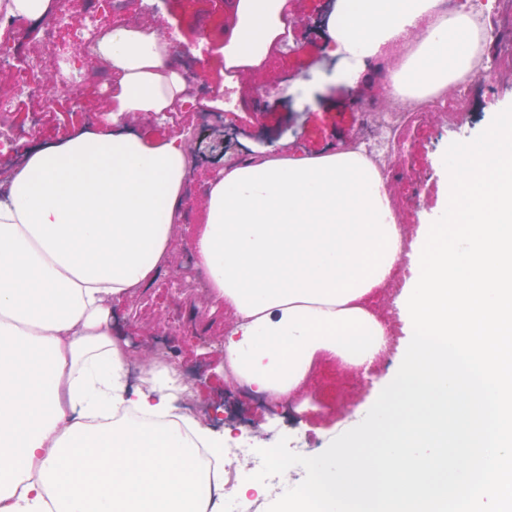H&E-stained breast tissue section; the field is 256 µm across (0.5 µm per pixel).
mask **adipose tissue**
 Instances as JSON below:
<instances>
[{
  "label": "adipose tissue",
  "instance_id": "adipose-tissue-1",
  "mask_svg": "<svg viewBox=\"0 0 512 512\" xmlns=\"http://www.w3.org/2000/svg\"><path fill=\"white\" fill-rule=\"evenodd\" d=\"M438 0H338L328 36L352 62L414 36L404 81L441 87L469 65L465 21L435 19ZM283 0H239L226 64L262 56ZM152 24L112 29L98 56L116 91L107 125L30 151L0 182V512H224V433L180 406L171 363L141 385L112 313L172 267L189 176L179 136L148 140L131 124L182 100ZM191 239L212 303L231 315L224 351L258 392L303 390L315 365L372 364L384 330L372 299L395 274L402 226L377 172L357 154L266 159L218 170ZM133 409L172 427L115 422Z\"/></svg>",
  "mask_w": 512,
  "mask_h": 512
}]
</instances>
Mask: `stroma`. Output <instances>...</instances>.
<instances>
[{"label": "stroma", "mask_w": 512, "mask_h": 512, "mask_svg": "<svg viewBox=\"0 0 512 512\" xmlns=\"http://www.w3.org/2000/svg\"><path fill=\"white\" fill-rule=\"evenodd\" d=\"M225 0H127L128 12L150 21L160 34L177 32L170 64L191 52L202 59L201 76L217 84L223 79L225 33L217 19L234 24L236 13L226 11ZM337 0H288L285 13L295 21L290 50L271 59L257 75L256 84L243 86L236 111L224 115V150L200 155L191 174L192 191L184 204L193 221H200L195 187L205 185L222 158L245 148L256 153L271 146L307 155L337 151L356 134L360 111L369 97L382 94L389 76L370 65L359 91L342 83L347 63L328 51L326 22L336 11ZM490 92L476 96L463 117L461 130L427 123L413 135L401 161L397 195L404 206L400 222L409 235L429 228L443 213L448 180L441 175L444 153L451 142L471 139L491 124L493 110L512 105V60L496 63L485 79ZM169 273L145 288L136 303L121 310L119 326L124 336L139 337L142 347L153 344L157 332L169 330L168 342L183 370L205 367L209 384L202 399L215 397L224 388V359L220 353L224 310L207 303L203 295L185 298L169 284ZM398 334L385 363L377 365L366 380L336 376V363L323 364L316 373V390L307 397L296 419L285 424L288 433L305 438L310 455L322 453L330 442L364 418L381 390L390 383L410 339L404 317H397ZM347 392L349 412L337 413L336 397Z\"/></svg>", "instance_id": "1"}]
</instances>
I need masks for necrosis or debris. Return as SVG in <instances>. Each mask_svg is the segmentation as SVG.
Listing matches in <instances>:
<instances>
[{
  "instance_id": "4bbe7bcc",
  "label": "necrosis or debris",
  "mask_w": 512,
  "mask_h": 512,
  "mask_svg": "<svg viewBox=\"0 0 512 512\" xmlns=\"http://www.w3.org/2000/svg\"><path fill=\"white\" fill-rule=\"evenodd\" d=\"M439 15L463 13L470 17L479 45L474 68L458 77L451 89L429 96L388 93L380 104L360 117L361 131L346 145L347 151L365 158L385 185H393L398 160L411 133L423 130L429 118L459 122L475 93L484 90L489 65L512 57V41L504 39L498 19L512 20V0H440ZM135 28L137 17L127 15L125 0H85L81 16H74L69 0H62L51 18L37 27L21 26L0 16V165L13 164V144L32 137L42 126L47 105L63 108L71 124L90 126L105 115L82 107L93 94H106L108 70L93 67L97 45L114 25ZM58 72L56 83L43 78L47 68ZM244 72L224 70L223 85L204 80L189 83L188 97H202L206 112L219 103L237 99ZM277 436L260 431L250 420L230 419L224 437V512H262L256 492L240 495L244 474L258 471L261 460L256 445L273 446Z\"/></svg>"
}]
</instances>
